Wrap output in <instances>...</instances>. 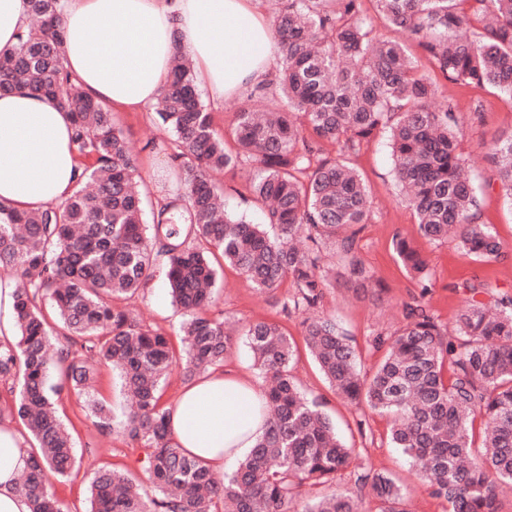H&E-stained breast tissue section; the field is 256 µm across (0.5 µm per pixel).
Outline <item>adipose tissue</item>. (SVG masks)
<instances>
[{
    "mask_svg": "<svg viewBox=\"0 0 512 512\" xmlns=\"http://www.w3.org/2000/svg\"><path fill=\"white\" fill-rule=\"evenodd\" d=\"M102 33L91 41V33ZM66 66L92 98L119 112H143L165 86L175 55L190 59L214 104L269 81L277 44L260 0H66ZM68 112L23 89L0 94V203L38 210L76 187ZM261 391L249 379L212 369L170 407L176 447L216 475L245 457L264 432ZM30 463L21 430L0 420V512H29L17 490Z\"/></svg>",
    "mask_w": 512,
    "mask_h": 512,
    "instance_id": "obj_1",
    "label": "adipose tissue"
}]
</instances>
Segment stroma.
I'll use <instances>...</instances> for the list:
<instances>
[{"mask_svg": "<svg viewBox=\"0 0 512 512\" xmlns=\"http://www.w3.org/2000/svg\"><path fill=\"white\" fill-rule=\"evenodd\" d=\"M421 69L430 74L436 85L434 108L450 105L461 117L460 150L475 177L479 220L494 228L504 245V254L489 262L475 261L463 257L455 243L437 244L420 235L413 210L399 195L386 133H378L368 145L352 154L351 162L362 174L376 202L373 217L360 232L358 242V256L370 270L372 279L364 289L354 290L343 258L335 250L324 249L323 263L336 271L338 281L334 288L327 290L323 311L336 318L357 349L361 367L366 371L379 359L370 345L372 337L398 328L405 304L419 292L418 285L395 256V239L409 240L426 257L431 288L425 300L447 331L456 327L466 298L464 284L487 283L496 291L512 294V206L506 204L497 176L486 158L492 139L512 134V97L492 89L460 86L432 72L426 62ZM115 120L138 156L144 194L149 203H157L172 183L173 161L165 145L149 144L159 134L156 113L119 112ZM126 307L143 325L169 336L172 344H179L184 316L173 303L162 273H155L144 290L127 299ZM211 312L223 317L232 331L241 330L248 323L274 321L295 342L303 340L301 315L283 313L229 266L218 281ZM292 373L309 396L322 402L339 436L347 446L358 450L360 463L391 474L403 487L407 512H446V502L431 495L415 468L392 447L388 416L340 401L307 351H300ZM59 413L73 437L76 466L68 477L50 478L49 484L68 512H86L90 472L126 463L129 446L121 428L101 430L76 396L63 397ZM360 418L366 421L361 429L356 426Z\"/></svg>", "mask_w": 512, "mask_h": 512, "instance_id": "1", "label": "stroma"}]
</instances>
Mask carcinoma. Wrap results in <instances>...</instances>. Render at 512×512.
<instances>
[{
    "mask_svg": "<svg viewBox=\"0 0 512 512\" xmlns=\"http://www.w3.org/2000/svg\"><path fill=\"white\" fill-rule=\"evenodd\" d=\"M26 2L30 24L16 46L0 51V93L22 86L70 112L80 165L76 190L58 205L17 212L0 203V271L15 282L17 325L13 340H0V382L14 396L5 408L36 448L19 478L31 512H66L47 485L76 462L57 412L63 394L84 400L99 426L110 428V406L88 392L96 367L108 364L132 398L123 434L146 482L127 466L96 469L86 512H289L304 487L332 484L350 467L355 449L294 382L297 348L273 322L242 328L267 418L251 453L219 480L174 445L163 387L175 372L189 383L221 367L235 342L224 319L208 315L225 264L283 312L307 314L305 348L327 383L342 399L391 417L393 447L421 461L420 477L448 512H499V494L512 486V295L466 286L449 334L424 302L426 258L399 238L394 252L420 297L405 305L399 328L373 337L383 355L371 373L360 375L357 350L336 319L314 314L336 283L321 266L324 248L343 255L350 279L369 278L357 234L371 219L370 193L347 155L381 131L421 235L453 239L474 260L502 255L491 226L477 222L457 113L432 107L435 85L407 46L376 37L361 0H279L272 30L283 105L268 110L265 89L252 92L236 112L234 152L213 128L190 63L175 57L157 116L173 136L177 192L157 204L148 224L136 154L114 113L65 67L62 0ZM375 2L445 79L512 97V0ZM489 156L512 201V134L494 140ZM239 165L253 169L245 190L260 224L231 214L212 179ZM157 268L185 316L179 350L114 305L146 288ZM287 279L293 293L278 294ZM354 475L355 489L310 498L304 512H358L364 495L382 504L379 512H406L392 477L363 466Z\"/></svg>",
    "mask_w": 512,
    "mask_h": 512,
    "instance_id": "obj_1",
    "label": "carcinoma"
}]
</instances>
